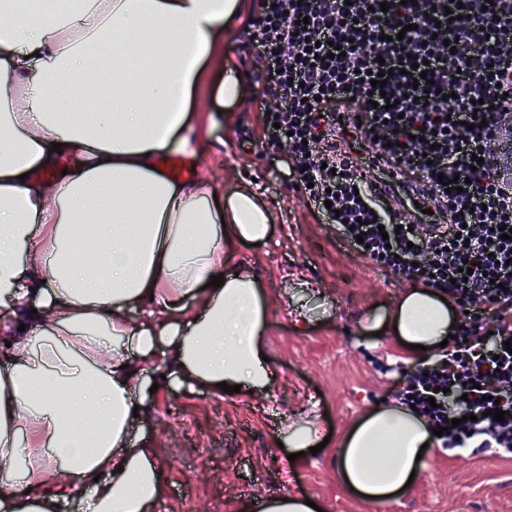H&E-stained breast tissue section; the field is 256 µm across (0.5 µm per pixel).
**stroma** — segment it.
<instances>
[{
	"label": "stroma",
	"instance_id": "35a3bbf8",
	"mask_svg": "<svg viewBox=\"0 0 512 512\" xmlns=\"http://www.w3.org/2000/svg\"><path fill=\"white\" fill-rule=\"evenodd\" d=\"M245 21L240 15L230 24L224 62L209 67L189 109L193 120L220 111V122L194 136L176 159L187 172L209 171L225 190L252 189L272 215L268 240L239 246L235 262L251 269L266 293L264 348L276 381L251 394L171 386L148 397L137 436L158 450L166 497L157 512H239L286 491L321 502L324 512H512V453L434 446L413 488L385 503L363 500L342 483L336 452L351 426L377 401L395 406L418 368L395 337L373 336L365 323L369 313L389 311L409 284L341 241L270 164L249 104L261 84L239 49ZM231 69L242 90L228 100L222 89ZM293 301L307 311V322L295 321ZM306 422L329 442L287 462L277 438Z\"/></svg>",
	"mask_w": 512,
	"mask_h": 512
}]
</instances>
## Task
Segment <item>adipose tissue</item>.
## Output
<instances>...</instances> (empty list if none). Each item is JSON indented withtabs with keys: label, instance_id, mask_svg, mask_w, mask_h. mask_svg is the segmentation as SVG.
Returning <instances> with one entry per match:
<instances>
[{
	"label": "adipose tissue",
	"instance_id": "1",
	"mask_svg": "<svg viewBox=\"0 0 512 512\" xmlns=\"http://www.w3.org/2000/svg\"><path fill=\"white\" fill-rule=\"evenodd\" d=\"M240 7L69 0L0 21V512H154L166 492L133 410L160 364L216 396L274 382L265 292L232 265L237 246L267 240L269 211L245 188L215 203L207 176L179 181L159 164L187 149L189 107ZM104 30L123 50L110 110L85 133L63 115L90 89L66 81ZM371 321L433 349L454 319L414 287ZM434 440L410 411L376 409L345 436L338 474L368 501L401 495Z\"/></svg>",
	"mask_w": 512,
	"mask_h": 512
}]
</instances>
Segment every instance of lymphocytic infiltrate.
<instances>
[{
  "label": "lymphocytic infiltrate",
  "mask_w": 512,
  "mask_h": 512,
  "mask_svg": "<svg viewBox=\"0 0 512 512\" xmlns=\"http://www.w3.org/2000/svg\"><path fill=\"white\" fill-rule=\"evenodd\" d=\"M239 38L261 65L262 142L284 152L308 205L354 251L468 313L470 328L412 375L402 402L442 429V447L512 453V239L493 235L512 228V183L492 164L512 126V0H254ZM371 71L388 74L385 89ZM476 117L484 127L469 128ZM457 175L467 185L447 192ZM391 197L413 204L411 217L374 215ZM488 316L489 339L477 332Z\"/></svg>",
  "instance_id": "obj_1"
}]
</instances>
